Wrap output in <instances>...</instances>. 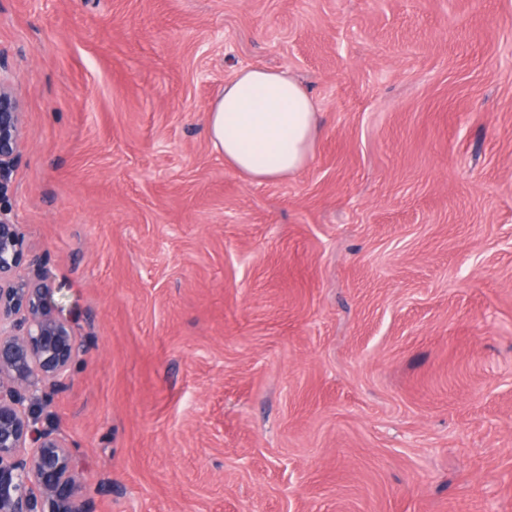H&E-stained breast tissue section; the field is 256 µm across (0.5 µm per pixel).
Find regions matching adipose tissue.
<instances>
[{
    "label": "adipose tissue",
    "mask_w": 512,
    "mask_h": 512,
    "mask_svg": "<svg viewBox=\"0 0 512 512\" xmlns=\"http://www.w3.org/2000/svg\"><path fill=\"white\" fill-rule=\"evenodd\" d=\"M207 131L225 163L262 184L306 165L320 134L319 114L288 70L246 68L225 84L208 114Z\"/></svg>",
    "instance_id": "obj_1"
}]
</instances>
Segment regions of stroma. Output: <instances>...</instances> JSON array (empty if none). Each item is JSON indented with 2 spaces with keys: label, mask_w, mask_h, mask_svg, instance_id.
<instances>
[{
  "label": "stroma",
  "mask_w": 512,
  "mask_h": 512,
  "mask_svg": "<svg viewBox=\"0 0 512 512\" xmlns=\"http://www.w3.org/2000/svg\"><path fill=\"white\" fill-rule=\"evenodd\" d=\"M0 64L96 512H512V0H0ZM247 67L318 105L286 179L209 140Z\"/></svg>",
  "instance_id": "1"
}]
</instances>
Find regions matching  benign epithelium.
I'll return each instance as SVG.
<instances>
[{
	"label": "benign epithelium",
	"instance_id": "7a95c632",
	"mask_svg": "<svg viewBox=\"0 0 512 512\" xmlns=\"http://www.w3.org/2000/svg\"><path fill=\"white\" fill-rule=\"evenodd\" d=\"M23 139L12 77L0 64V196ZM24 234L0 209V512H94L81 494L72 451L32 409L46 386H60L81 352L51 301L42 262L25 260ZM29 272L18 274L22 265Z\"/></svg>",
	"mask_w": 512,
	"mask_h": 512
}]
</instances>
